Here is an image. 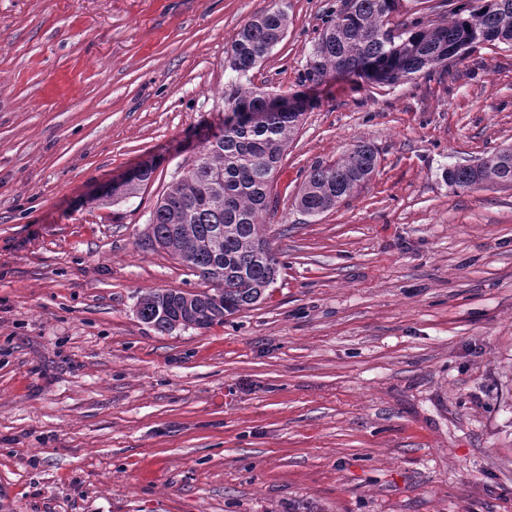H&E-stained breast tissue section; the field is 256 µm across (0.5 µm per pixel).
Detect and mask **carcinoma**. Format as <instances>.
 Segmentation results:
<instances>
[{"mask_svg": "<svg viewBox=\"0 0 512 512\" xmlns=\"http://www.w3.org/2000/svg\"><path fill=\"white\" fill-rule=\"evenodd\" d=\"M400 0H339L309 52L304 78L317 84L338 76L396 85L420 73L448 68L483 42L512 46V0H460L453 19L434 25L414 19L393 34L390 18ZM288 27L282 10L255 16L228 49L230 68L246 81L227 98L224 129L206 138L183 175L156 203L152 239L209 284L199 293L155 289L138 301L139 318L157 332L207 328L266 297L277 280L279 260L262 217L270 211L272 183L288 144L299 133L305 110L273 109L270 92L252 84L249 73L279 43ZM378 164L365 141L332 163L307 173L296 199L300 211L317 217L353 197ZM157 164L143 165L120 187L102 194L118 204L148 185ZM461 189L512 184V148L476 165L447 172Z\"/></svg>", "mask_w": 512, "mask_h": 512, "instance_id": "1", "label": "carcinoma"}]
</instances>
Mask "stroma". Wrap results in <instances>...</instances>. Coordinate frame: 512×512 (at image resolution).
Segmentation results:
<instances>
[{"label": "stroma", "instance_id": "stroma-1", "mask_svg": "<svg viewBox=\"0 0 512 512\" xmlns=\"http://www.w3.org/2000/svg\"><path fill=\"white\" fill-rule=\"evenodd\" d=\"M336 0H0V512H512V185L446 173L512 147V47L397 85L304 82ZM288 15L254 86L311 98L263 217L269 296L161 334L203 282L150 213ZM363 140L354 197L296 206ZM146 161L152 181L100 196ZM378 164L371 144L357 141L348 154L332 163H318L307 173L296 199L300 211L317 217L353 197L369 180Z\"/></svg>", "mask_w": 512, "mask_h": 512}]
</instances>
